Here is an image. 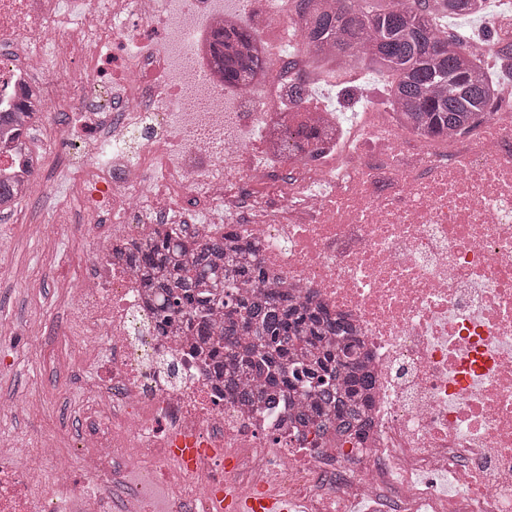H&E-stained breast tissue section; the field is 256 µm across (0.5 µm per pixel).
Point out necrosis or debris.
Wrapping results in <instances>:
<instances>
[{"label":"necrosis or debris","mask_w":512,"mask_h":512,"mask_svg":"<svg viewBox=\"0 0 512 512\" xmlns=\"http://www.w3.org/2000/svg\"><path fill=\"white\" fill-rule=\"evenodd\" d=\"M269 48L268 79L214 80L193 46L224 18ZM295 0H0V179L42 197L48 155L77 158L74 200L106 239L67 288V363L94 365L72 448L21 460L0 434V512H222L224 493L291 512H512V90L419 137L367 107L300 95L350 76L304 49ZM326 134L284 149L282 113ZM212 220L196 223L200 206ZM179 227L258 244L282 292L348 316L373 372L365 437L248 408L164 336L113 249ZM208 449L194 470L172 448Z\"/></svg>","instance_id":"necrosis-or-debris-1"}]
</instances>
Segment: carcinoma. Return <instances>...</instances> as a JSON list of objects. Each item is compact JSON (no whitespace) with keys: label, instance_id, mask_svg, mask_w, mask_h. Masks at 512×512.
Returning a JSON list of instances; mask_svg holds the SVG:
<instances>
[{"label":"carcinoma","instance_id":"1","mask_svg":"<svg viewBox=\"0 0 512 512\" xmlns=\"http://www.w3.org/2000/svg\"><path fill=\"white\" fill-rule=\"evenodd\" d=\"M306 44L314 52L368 62L390 77L389 96L403 124L424 136L466 128L491 107L494 80L476 65L466 41L434 28L429 0L401 9L389 0H299ZM486 0H443L450 19L480 15ZM317 135L301 122L284 142ZM226 236L189 241L180 233L151 238L129 255L142 288L159 301L157 330L173 325L210 353L224 394L261 407L288 397L297 420L315 435L363 427L372 379L355 357L348 325L327 311L291 302L271 289L259 248L226 246Z\"/></svg>","mask_w":512,"mask_h":512}]
</instances>
